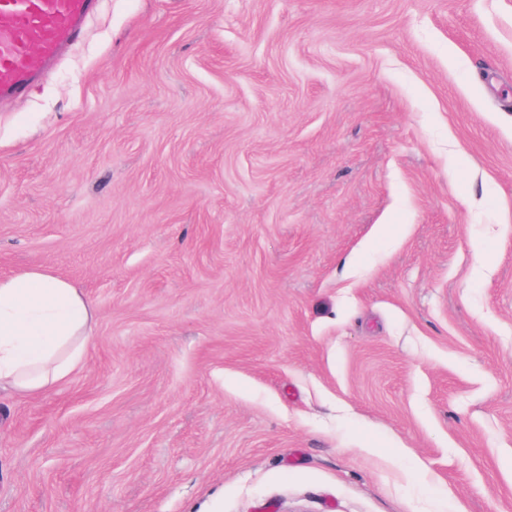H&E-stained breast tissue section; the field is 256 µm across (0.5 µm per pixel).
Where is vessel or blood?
Instances as JSON below:
<instances>
[{
    "mask_svg": "<svg viewBox=\"0 0 512 512\" xmlns=\"http://www.w3.org/2000/svg\"><path fill=\"white\" fill-rule=\"evenodd\" d=\"M96 0H0V100L19 97L80 35Z\"/></svg>",
    "mask_w": 512,
    "mask_h": 512,
    "instance_id": "b4317fda",
    "label": "vessel or blood"
}]
</instances>
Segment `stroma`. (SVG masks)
Instances as JSON below:
<instances>
[{"mask_svg": "<svg viewBox=\"0 0 512 512\" xmlns=\"http://www.w3.org/2000/svg\"><path fill=\"white\" fill-rule=\"evenodd\" d=\"M0 512H512V0H98L0 104ZM95 318L91 301L42 268L0 279V389L36 395L85 362Z\"/></svg>", "mask_w": 512, "mask_h": 512, "instance_id": "35a3bbf8", "label": "stroma"}]
</instances>
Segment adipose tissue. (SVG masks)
<instances>
[{
  "mask_svg": "<svg viewBox=\"0 0 512 512\" xmlns=\"http://www.w3.org/2000/svg\"><path fill=\"white\" fill-rule=\"evenodd\" d=\"M95 318L91 301L42 268L0 279V389L36 395L85 362Z\"/></svg>",
  "mask_w": 512,
  "mask_h": 512,
  "instance_id": "obj_1",
  "label": "adipose tissue"
}]
</instances>
